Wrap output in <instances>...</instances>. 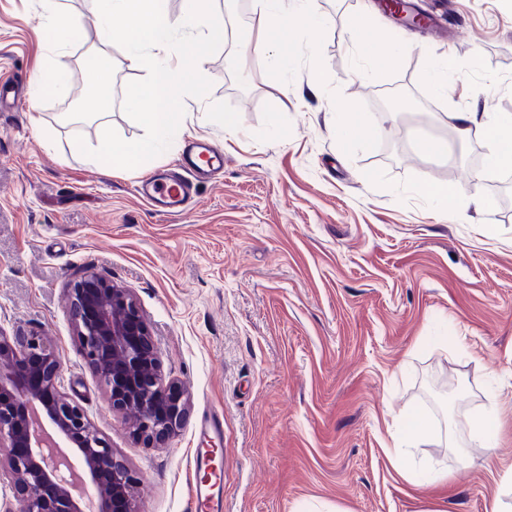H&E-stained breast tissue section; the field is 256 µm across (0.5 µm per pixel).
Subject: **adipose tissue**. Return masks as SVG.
Returning a JSON list of instances; mask_svg holds the SVG:
<instances>
[{
    "instance_id": "adipose-tissue-1",
    "label": "adipose tissue",
    "mask_w": 512,
    "mask_h": 512,
    "mask_svg": "<svg viewBox=\"0 0 512 512\" xmlns=\"http://www.w3.org/2000/svg\"><path fill=\"white\" fill-rule=\"evenodd\" d=\"M46 10L44 27L55 54L47 58L43 65L42 77L35 86V92L39 95L62 88L64 69L60 59L65 56L67 46L82 27L81 17L69 9L65 0H46ZM257 22L259 34L254 48L275 61L288 55L290 27L295 26L311 34L321 25L319 16L312 9V0H257ZM448 120L462 138L467 137L473 127H482L491 145V166L512 164L511 112L496 113L484 119L475 112H452Z\"/></svg>"
}]
</instances>
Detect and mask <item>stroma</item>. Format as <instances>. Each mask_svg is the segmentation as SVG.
<instances>
[{
  "label": "stroma",
  "mask_w": 512,
  "mask_h": 512,
  "mask_svg": "<svg viewBox=\"0 0 512 512\" xmlns=\"http://www.w3.org/2000/svg\"><path fill=\"white\" fill-rule=\"evenodd\" d=\"M83 26L69 69L99 45L93 0H68ZM324 30H291L279 65L224 40L203 74L207 97H185L190 131L136 169L105 172L73 152L95 144L96 122L71 129L57 114L68 91L35 95L45 43L43 0H0V72L34 112L0 110V327L43 336L62 360L66 393L137 474L138 512H190L189 457L224 423L223 512H486L512 470V188L501 169L469 173L481 132L459 139L448 112L512 113V0H445L440 28H410L381 0H315ZM396 56L377 82L358 79L353 17ZM112 126L138 139L120 97L145 69L112 46ZM455 71L436 96L428 68ZM323 74L312 93L311 70ZM403 83L416 110L384 112L378 84ZM359 136L399 131L389 150L336 146V109ZM239 115L237 128L212 122ZM53 126L51 143L35 124ZM446 140L447 157L417 153V137ZM224 152V174L199 185L179 217L153 211L139 180L188 144ZM429 182L456 186L464 206L436 210ZM93 271L128 289L147 320L166 379L188 391L179 433L135 441L99 376L77 351L67 290ZM494 408L500 439L487 452L469 428ZM417 416L435 422L410 445L413 470L433 464L438 485L413 486L391 463L395 438Z\"/></svg>",
  "instance_id": "stroma-1"
}]
</instances>
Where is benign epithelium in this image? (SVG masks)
Here are the masks:
<instances>
[{
	"label": "benign epithelium",
	"instance_id": "obj_1",
	"mask_svg": "<svg viewBox=\"0 0 512 512\" xmlns=\"http://www.w3.org/2000/svg\"><path fill=\"white\" fill-rule=\"evenodd\" d=\"M405 26L427 16L409 4L385 0ZM78 353L108 389L114 410L136 413V438L160 442L176 435L188 410L187 389L164 382L147 323L131 293L89 273L68 289ZM72 449L84 467L66 466ZM15 505L0 512H85L83 488L97 512H137V477L102 437L81 405L62 391L57 354L33 333L0 328V484Z\"/></svg>",
	"mask_w": 512,
	"mask_h": 512
}]
</instances>
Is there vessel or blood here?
I'll list each match as a JSON object with an SVG mask.
<instances>
[{
  "instance_id": "obj_1",
  "label": "vessel or blood",
  "mask_w": 512,
  "mask_h": 512,
  "mask_svg": "<svg viewBox=\"0 0 512 512\" xmlns=\"http://www.w3.org/2000/svg\"><path fill=\"white\" fill-rule=\"evenodd\" d=\"M223 154L208 143L193 146L182 158L181 174L162 173L142 179V196L159 212L182 214L188 200L191 178H202L219 171ZM218 451L196 449L193 455L195 477L191 484L192 512H222L224 508V472L215 464Z\"/></svg>"
}]
</instances>
